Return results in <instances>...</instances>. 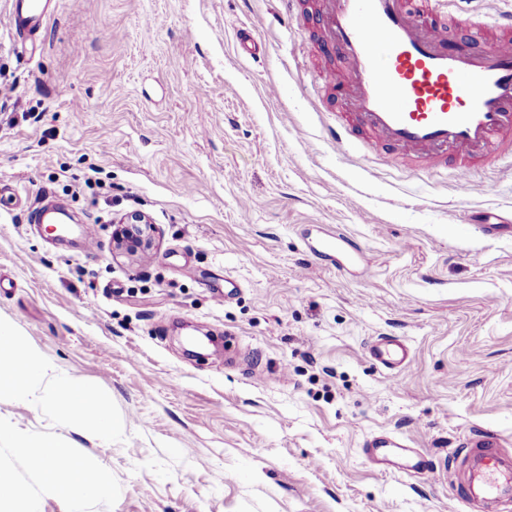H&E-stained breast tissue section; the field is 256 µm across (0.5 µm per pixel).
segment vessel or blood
Instances as JSON below:
<instances>
[{"mask_svg":"<svg viewBox=\"0 0 512 512\" xmlns=\"http://www.w3.org/2000/svg\"><path fill=\"white\" fill-rule=\"evenodd\" d=\"M489 25L502 38L484 50L449 45L448 30L462 24L456 11L447 21L435 13L442 0H324L316 16L323 41L341 60L329 85L346 88L345 110L324 129L337 148L402 151L401 164L452 173L461 196L485 191L478 169L512 160V10L486 0ZM51 0H16L9 23L29 34L40 29ZM368 354L389 376L408 362L403 342L381 337ZM411 452L407 439L390 433L364 445L369 460L387 465L392 449ZM475 465L463 482L468 507L512 504V464L494 440H470Z\"/></svg>","mask_w":512,"mask_h":512,"instance_id":"vessel-or-blood-1","label":"vessel or blood"}]
</instances>
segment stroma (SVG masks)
Returning a JSON list of instances; mask_svg holds the SVG:
<instances>
[{
	"label": "stroma",
	"mask_w": 512,
	"mask_h": 512,
	"mask_svg": "<svg viewBox=\"0 0 512 512\" xmlns=\"http://www.w3.org/2000/svg\"><path fill=\"white\" fill-rule=\"evenodd\" d=\"M55 3L23 38L0 0V322L93 386L114 428L10 397L0 424L108 480L81 512H464L468 439L512 450V223L470 220L512 216V168L463 200L446 173L336 151L318 0ZM243 27L264 57L240 56ZM50 201L77 220L67 242L32 222ZM135 212L152 231L133 251L114 234ZM319 227L354 264L307 249ZM177 323L221 337L226 365L187 356ZM380 336L410 348L398 379L368 356ZM377 432L427 470L375 466ZM0 464L69 512L11 443ZM392 448H397L409 454H418L417 448H412L409 441L390 433L375 435L364 445V451L369 460L377 464L390 465Z\"/></svg>",
	"instance_id": "1"
}]
</instances>
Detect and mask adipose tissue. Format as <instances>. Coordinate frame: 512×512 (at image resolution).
<instances>
[{
    "label": "adipose tissue",
    "mask_w": 512,
    "mask_h": 512,
    "mask_svg": "<svg viewBox=\"0 0 512 512\" xmlns=\"http://www.w3.org/2000/svg\"><path fill=\"white\" fill-rule=\"evenodd\" d=\"M39 386L44 389V404L60 413L74 411L76 419L92 421L96 432H111L112 419L91 387L71 378L49 375L40 354L25 346L9 325L0 323V394L24 399ZM0 440L11 442L32 458L40 469L44 484L66 496L70 503L109 492V486L101 476L91 473L75 460L66 442H35L7 426H0ZM66 465L72 469V478L61 475Z\"/></svg>",
    "instance_id": "ef3b65f1"
}]
</instances>
